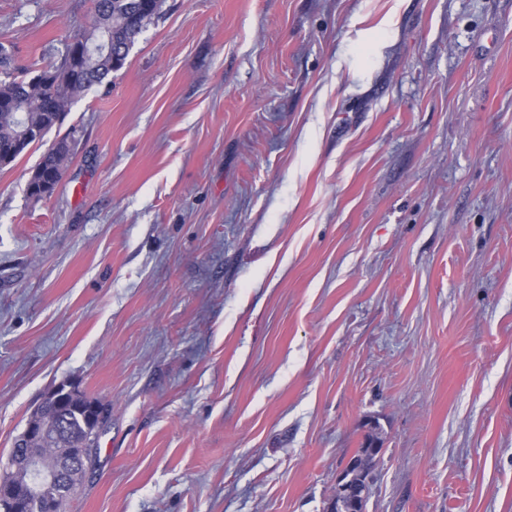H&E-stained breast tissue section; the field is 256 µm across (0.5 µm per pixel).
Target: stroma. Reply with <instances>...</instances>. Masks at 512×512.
Listing matches in <instances>:
<instances>
[{
    "instance_id": "35a3bbf8",
    "label": "stroma",
    "mask_w": 512,
    "mask_h": 512,
    "mask_svg": "<svg viewBox=\"0 0 512 512\" xmlns=\"http://www.w3.org/2000/svg\"><path fill=\"white\" fill-rule=\"evenodd\" d=\"M65 381L112 407L66 512H327L371 422L366 512H512V0H164L0 168V455ZM55 142H67L70 148L65 153H61L58 155L52 154L51 147L48 148V150L40 158L39 162L35 165L34 169L40 168L49 174L55 172L54 176L57 178V181L59 182L61 175L63 173V171L59 170L65 169L67 167V164L71 161L73 155V148L71 146V141L68 138H62ZM58 182L56 184H58Z\"/></svg>"
}]
</instances>
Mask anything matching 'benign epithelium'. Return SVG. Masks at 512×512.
Here are the masks:
<instances>
[{"instance_id": "7a95c632", "label": "benign epithelium", "mask_w": 512, "mask_h": 512, "mask_svg": "<svg viewBox=\"0 0 512 512\" xmlns=\"http://www.w3.org/2000/svg\"><path fill=\"white\" fill-rule=\"evenodd\" d=\"M82 393L75 383L49 389L35 410L57 408ZM51 427L36 418L27 420L13 441L11 454L0 464V512H57L64 497L78 491L86 467L82 455L69 452L68 470L45 472L37 445L50 434ZM370 482L360 470L358 457H350L336 478V489L328 512H366Z\"/></svg>"}]
</instances>
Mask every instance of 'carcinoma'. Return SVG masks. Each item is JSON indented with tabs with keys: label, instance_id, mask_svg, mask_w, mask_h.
<instances>
[{
	"label": "carcinoma",
	"instance_id": "cac0c4a2",
	"mask_svg": "<svg viewBox=\"0 0 512 512\" xmlns=\"http://www.w3.org/2000/svg\"><path fill=\"white\" fill-rule=\"evenodd\" d=\"M163 0H95L94 24L65 45L60 58L31 77L14 74L11 53L0 46V148L29 135L26 145L43 141L60 124L76 98L124 66L137 36L161 13ZM73 150L46 151L36 167L61 178ZM84 411L68 409L59 416L61 437L75 436L92 464L98 447V423L83 422Z\"/></svg>",
	"mask_w": 512,
	"mask_h": 512
}]
</instances>
